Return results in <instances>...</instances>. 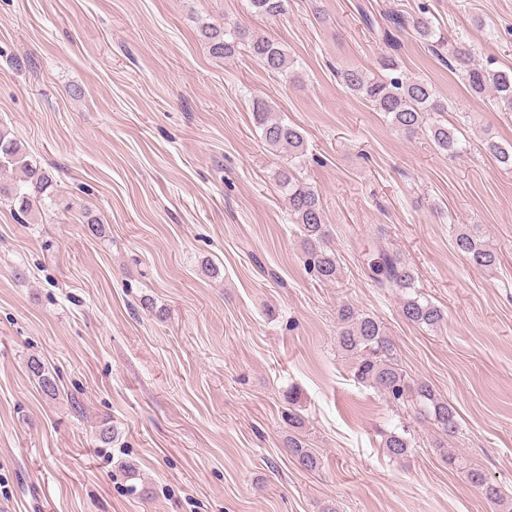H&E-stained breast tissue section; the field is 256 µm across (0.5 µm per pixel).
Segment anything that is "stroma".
Segmentation results:
<instances>
[{"label": "stroma", "instance_id": "stroma-1", "mask_svg": "<svg viewBox=\"0 0 512 512\" xmlns=\"http://www.w3.org/2000/svg\"><path fill=\"white\" fill-rule=\"evenodd\" d=\"M421 15L512 71V0H290L277 18L249 0H0V130L70 203L21 224L0 198V512H501L467 471L512 497V167L486 148L512 146V112L429 50ZM202 19L284 44L290 74L243 50L212 58ZM389 53L447 102L463 152L404 137L345 86ZM257 99L306 138L298 177L320 195L340 283L305 269L274 181L288 155L261 139ZM465 224L496 266L456 251ZM379 237L440 327L408 323L401 293L369 278L361 247ZM343 302L385 323L400 368L453 407L455 437L355 382ZM291 407L315 470L284 445ZM105 425L118 441H100ZM398 425L413 448L393 461L379 443ZM27 369L37 381L38 387L44 395L50 398H54L58 395L59 390L56 380L40 359L35 357L29 358ZM467 475L469 482L481 492L484 499H486L488 502H491L499 507L506 504L505 500H507V498H505L500 488L489 482L481 469L471 468Z\"/></svg>", "mask_w": 512, "mask_h": 512}]
</instances>
